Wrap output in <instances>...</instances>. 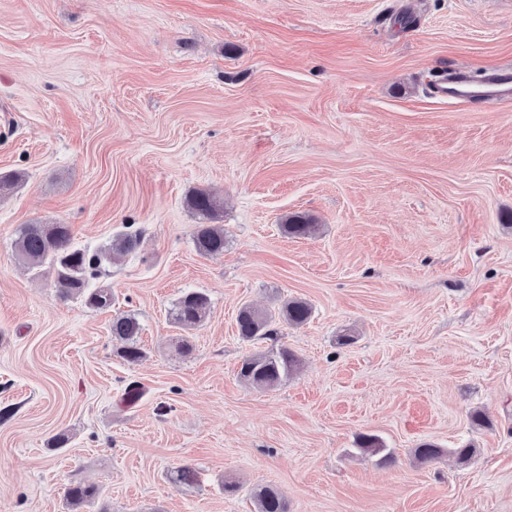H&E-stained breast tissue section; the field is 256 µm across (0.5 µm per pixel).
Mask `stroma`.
<instances>
[{
	"instance_id": "35a3bbf8",
	"label": "stroma",
	"mask_w": 512,
	"mask_h": 512,
	"mask_svg": "<svg viewBox=\"0 0 512 512\" xmlns=\"http://www.w3.org/2000/svg\"><path fill=\"white\" fill-rule=\"evenodd\" d=\"M507 63L512 0H0V512H255L263 487L288 512H512V103L432 88ZM34 223L90 251L142 230L93 282L110 308L19 258ZM190 290L194 329L170 317ZM292 298L301 368L254 388L237 315ZM193 238L196 250L202 255L224 252V227L221 224H197ZM209 299L202 291H187L176 303L172 318L175 323L186 328H197L204 321ZM139 332L140 325L134 317L116 315L112 318V336L123 343L117 354L130 364L139 362L145 356L143 348L138 343Z\"/></svg>"
}]
</instances>
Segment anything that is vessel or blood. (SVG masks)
<instances>
[{
	"label": "vessel or blood",
	"mask_w": 512,
	"mask_h": 512,
	"mask_svg": "<svg viewBox=\"0 0 512 512\" xmlns=\"http://www.w3.org/2000/svg\"><path fill=\"white\" fill-rule=\"evenodd\" d=\"M435 91L443 99L452 101L512 103V65L494 67L478 80L466 72H453L436 85Z\"/></svg>",
	"instance_id": "b4317fda"
}]
</instances>
